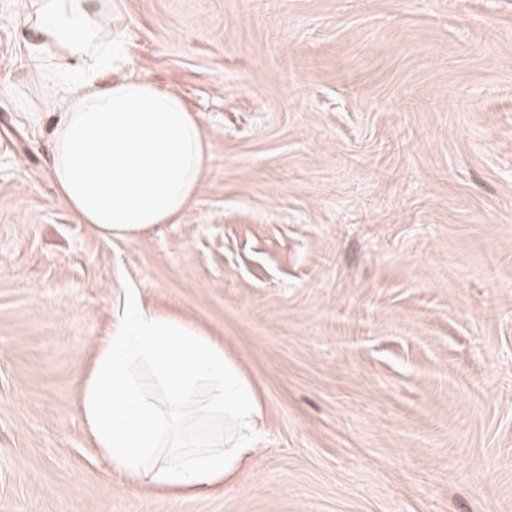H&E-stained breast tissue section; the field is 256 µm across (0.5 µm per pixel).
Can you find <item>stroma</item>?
Returning <instances> with one entry per match:
<instances>
[{
	"instance_id": "35a3bbf8",
	"label": "stroma",
	"mask_w": 512,
	"mask_h": 512,
	"mask_svg": "<svg viewBox=\"0 0 512 512\" xmlns=\"http://www.w3.org/2000/svg\"><path fill=\"white\" fill-rule=\"evenodd\" d=\"M0 0V512H512V0H117L124 73L210 150L178 223L103 242L58 201ZM262 402L223 488L129 486L81 373L128 293ZM202 449L224 424L182 412Z\"/></svg>"
}]
</instances>
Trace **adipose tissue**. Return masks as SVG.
<instances>
[{"instance_id":"ef3b65f1","label":"adipose tissue","mask_w":512,"mask_h":512,"mask_svg":"<svg viewBox=\"0 0 512 512\" xmlns=\"http://www.w3.org/2000/svg\"><path fill=\"white\" fill-rule=\"evenodd\" d=\"M106 0H23L19 19L32 32L26 55L42 81L41 99L64 103L56 117L50 176L59 201L104 242L178 221L196 196L209 142L200 117L176 92L125 74L97 88V70L122 48L104 35ZM149 365L163 401L141 391L136 370ZM209 398L197 403L199 383ZM193 407L222 418L228 431L210 450L177 454L171 412ZM92 442L112 471L135 485L203 490L236 472L245 438L261 411L252 382L222 344L180 318L128 296L100 339L81 389Z\"/></svg>"}]
</instances>
